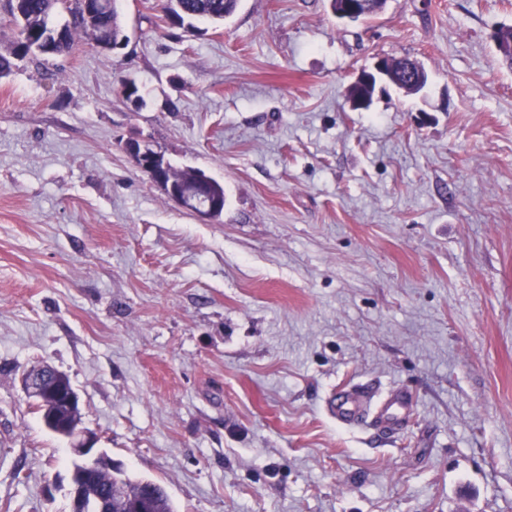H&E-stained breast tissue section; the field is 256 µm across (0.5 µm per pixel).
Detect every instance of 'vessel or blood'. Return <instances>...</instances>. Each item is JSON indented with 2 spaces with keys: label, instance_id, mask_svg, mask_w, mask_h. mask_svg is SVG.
Instances as JSON below:
<instances>
[{
  "label": "vessel or blood",
  "instance_id": "obj_1",
  "mask_svg": "<svg viewBox=\"0 0 512 512\" xmlns=\"http://www.w3.org/2000/svg\"><path fill=\"white\" fill-rule=\"evenodd\" d=\"M413 405V397L404 390L396 389L376 399L358 384L338 395L331 410L337 422L349 428L358 426L369 416L379 427L395 430L410 416Z\"/></svg>",
  "mask_w": 512,
  "mask_h": 512
}]
</instances>
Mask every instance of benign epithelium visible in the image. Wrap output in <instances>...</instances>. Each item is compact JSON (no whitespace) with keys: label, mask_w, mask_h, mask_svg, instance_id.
<instances>
[{"label":"benign epithelium","mask_w":512,"mask_h":512,"mask_svg":"<svg viewBox=\"0 0 512 512\" xmlns=\"http://www.w3.org/2000/svg\"><path fill=\"white\" fill-rule=\"evenodd\" d=\"M333 14L336 18L350 22L360 21L369 15L366 0H336ZM378 80H384L397 89L403 90L409 84H422L424 75L418 68L398 70L392 59L379 58L374 71L362 72L352 83L355 87L350 101L355 109H366L371 105L365 89ZM125 150L135 165L150 174L152 183L176 204L190 210L201 221H212L224 212V203L212 192L213 180L203 172L196 174L188 183H176L170 177L171 162L161 153L150 151L142 145L130 142ZM21 386L36 405L56 403L71 407L79 403V397L72 385L66 383L64 374L50 366L32 367L22 372ZM47 428L62 430V436L70 440L71 453L75 456L68 497L70 512H111V499L107 493L87 492L88 477L99 466L100 454L94 452L90 434L71 423H60L58 417L48 420Z\"/></svg>","instance_id":"1"}]
</instances>
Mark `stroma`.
I'll return each instance as SVG.
<instances>
[{"instance_id": "35a3bbf8", "label": "stroma", "mask_w": 512, "mask_h": 512, "mask_svg": "<svg viewBox=\"0 0 512 512\" xmlns=\"http://www.w3.org/2000/svg\"><path fill=\"white\" fill-rule=\"evenodd\" d=\"M0 77V512H69L65 437L19 384L48 363L94 446L176 512H512V0H240ZM427 73L370 109L377 57ZM143 90L137 105L122 80ZM223 183L210 222L124 150ZM364 384L403 429L327 410ZM333 1H336V4ZM366 1L367 0H331V4L334 3V8L332 6L330 7L336 18L356 22L370 15L366 8ZM372 16L373 15H370V17Z\"/></svg>"}]
</instances>
